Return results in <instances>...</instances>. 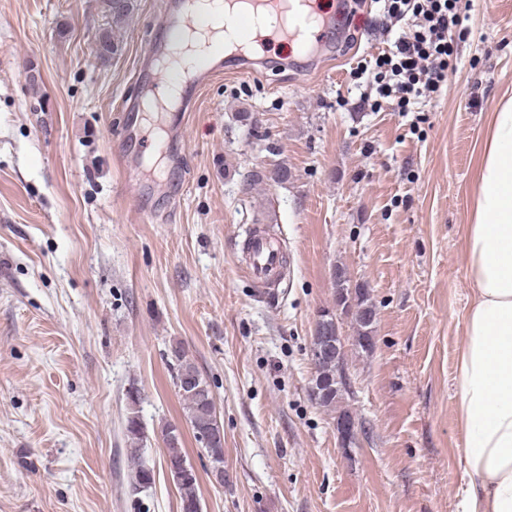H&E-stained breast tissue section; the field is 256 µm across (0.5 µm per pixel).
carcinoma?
<instances>
[{"label":"carcinoma","mask_w":512,"mask_h":512,"mask_svg":"<svg viewBox=\"0 0 512 512\" xmlns=\"http://www.w3.org/2000/svg\"><path fill=\"white\" fill-rule=\"evenodd\" d=\"M114 51L112 33L105 30L98 36L96 53L100 59L105 61ZM350 309H352V318L356 328L357 345L363 348L367 330L373 328L376 310L370 302L367 292L360 288L356 289V296ZM172 360L173 384L184 402L186 421L193 434L198 435L209 430L215 431L211 442L202 446V451L209 457L224 456V434L216 430L217 412L213 403L214 395L209 384L202 377L188 352L179 343L172 351ZM128 400L133 411L126 419V436L131 445V453L135 455L138 445L142 441V427L137 411H135L140 400L138 391H128ZM175 430L176 426L168 424L161 430V436L167 448V468L177 470V473L171 474V477L179 492L180 509L181 512H202L199 476L183 451L182 437L175 435ZM153 482V471L145 466L138 467L130 484L132 494H138Z\"/></svg>","instance_id":"cac0c4a2"}]
</instances>
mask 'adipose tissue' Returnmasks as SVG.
Segmentation results:
<instances>
[{"label": "adipose tissue", "instance_id": "adipose-tissue-1", "mask_svg": "<svg viewBox=\"0 0 512 512\" xmlns=\"http://www.w3.org/2000/svg\"><path fill=\"white\" fill-rule=\"evenodd\" d=\"M196 27L173 50L167 71L190 68L224 43ZM465 254L473 300L456 362L464 437L462 512H512V97L489 116L470 193Z\"/></svg>", "mask_w": 512, "mask_h": 512}]
</instances>
